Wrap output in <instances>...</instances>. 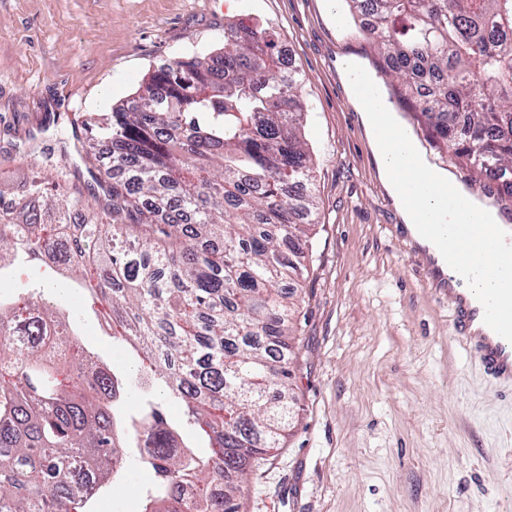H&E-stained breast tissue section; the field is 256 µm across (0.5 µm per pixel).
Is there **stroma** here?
I'll list each match as a JSON object with an SVG mask.
<instances>
[{"label": "stroma", "instance_id": "stroma-1", "mask_svg": "<svg viewBox=\"0 0 512 512\" xmlns=\"http://www.w3.org/2000/svg\"><path fill=\"white\" fill-rule=\"evenodd\" d=\"M344 13L330 0H0V193L18 196L48 156L78 168L84 192L75 119L110 111L160 63L220 49L226 23L273 28L301 77L316 233L292 320L294 427L250 472L241 512H512V394L453 338L447 298L410 259L337 59L374 75L432 164L498 209L512 213V195L433 147ZM57 301L97 364L134 369L79 297ZM153 480L129 461L112 512H141Z\"/></svg>", "mask_w": 512, "mask_h": 512}]
</instances>
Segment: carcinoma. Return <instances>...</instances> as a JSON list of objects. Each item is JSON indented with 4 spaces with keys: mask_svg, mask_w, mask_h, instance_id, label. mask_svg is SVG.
Masks as SVG:
<instances>
[{
    "mask_svg": "<svg viewBox=\"0 0 512 512\" xmlns=\"http://www.w3.org/2000/svg\"><path fill=\"white\" fill-rule=\"evenodd\" d=\"M347 2L372 16L366 33L436 147L512 195V0ZM304 117L280 35L227 23L224 50L156 66L82 123L87 203L53 165L0 211V268L24 255L64 272L137 355L121 379L88 363L95 395L66 384L74 314L43 289L0 296V512H97L126 471L112 459L143 437L155 481L142 512H166L177 480L199 491L189 512H240L244 477L295 416L290 319L315 209ZM75 212L81 232L52 239ZM168 401L206 449L169 447L182 435Z\"/></svg>",
    "mask_w": 512,
    "mask_h": 512,
    "instance_id": "carcinoma-1",
    "label": "carcinoma"
}]
</instances>
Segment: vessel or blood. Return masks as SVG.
Segmentation results:
<instances>
[{"instance_id":"b4317fda","label":"vessel or blood","mask_w":512,"mask_h":512,"mask_svg":"<svg viewBox=\"0 0 512 512\" xmlns=\"http://www.w3.org/2000/svg\"><path fill=\"white\" fill-rule=\"evenodd\" d=\"M446 213L459 224H405L401 232L425 271L430 287L447 297L451 327L469 358L504 389H512V258L503 253L512 246V224L465 222V205L452 188L439 192ZM482 260L492 285H468L464 256Z\"/></svg>"}]
</instances>
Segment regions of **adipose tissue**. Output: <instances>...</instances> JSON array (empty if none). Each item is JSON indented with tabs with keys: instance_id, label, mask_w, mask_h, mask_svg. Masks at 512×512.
Here are the masks:
<instances>
[{
	"instance_id": "ef3b65f1",
	"label": "adipose tissue",
	"mask_w": 512,
	"mask_h": 512,
	"mask_svg": "<svg viewBox=\"0 0 512 512\" xmlns=\"http://www.w3.org/2000/svg\"><path fill=\"white\" fill-rule=\"evenodd\" d=\"M357 109L378 163V176L404 223L451 224L452 216L439 210L435 195L408 198L400 191L395 175L422 170L429 175L431 184L438 185L454 183L453 174L430 165L419 144L401 135L400 118L386 100H379L374 108L361 103Z\"/></svg>"
}]
</instances>
